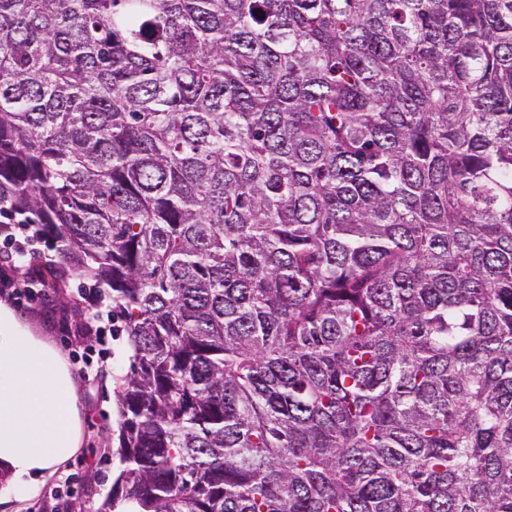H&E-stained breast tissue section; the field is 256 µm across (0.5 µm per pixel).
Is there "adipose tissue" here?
Here are the masks:
<instances>
[{"mask_svg":"<svg viewBox=\"0 0 512 512\" xmlns=\"http://www.w3.org/2000/svg\"><path fill=\"white\" fill-rule=\"evenodd\" d=\"M79 383L62 353L0 303V481L34 495L82 444Z\"/></svg>","mask_w":512,"mask_h":512,"instance_id":"ef3b65f1","label":"adipose tissue"}]
</instances>
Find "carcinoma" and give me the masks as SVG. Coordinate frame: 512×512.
I'll return each instance as SVG.
<instances>
[{"instance_id": "carcinoma-1", "label": "carcinoma", "mask_w": 512, "mask_h": 512, "mask_svg": "<svg viewBox=\"0 0 512 512\" xmlns=\"http://www.w3.org/2000/svg\"><path fill=\"white\" fill-rule=\"evenodd\" d=\"M0 217L112 291L121 512H512V0H0Z\"/></svg>"}]
</instances>
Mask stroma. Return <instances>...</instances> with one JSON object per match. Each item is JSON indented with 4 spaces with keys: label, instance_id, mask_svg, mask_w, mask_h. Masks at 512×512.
Instances as JSON below:
<instances>
[{
    "label": "stroma",
    "instance_id": "stroma-1",
    "mask_svg": "<svg viewBox=\"0 0 512 512\" xmlns=\"http://www.w3.org/2000/svg\"><path fill=\"white\" fill-rule=\"evenodd\" d=\"M82 283L76 273L67 272L59 288L48 289L46 297L15 307L16 313L36 334L50 338L75 371L84 364L87 345L81 336L85 306L78 292ZM98 362L99 374L81 382L78 407L83 421V443L78 453L25 501H15L0 486V512H35L43 498L54 493L60 478L67 475L71 476L75 489L69 498L70 512H99L112 488V476L120 467L115 448L105 447L104 437L117 427L113 379L125 374L129 367L125 340L108 339Z\"/></svg>",
    "mask_w": 512,
    "mask_h": 512
}]
</instances>
